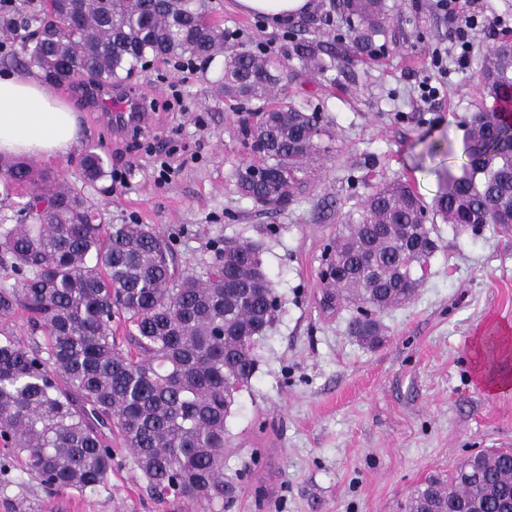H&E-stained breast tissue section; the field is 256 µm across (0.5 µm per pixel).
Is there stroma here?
Listing matches in <instances>:
<instances>
[{"label":"stroma","mask_w":512,"mask_h":512,"mask_svg":"<svg viewBox=\"0 0 512 512\" xmlns=\"http://www.w3.org/2000/svg\"><path fill=\"white\" fill-rule=\"evenodd\" d=\"M387 36L374 55L353 54L341 17L323 25L331 0L274 26L204 0L212 20L246 45L285 60L288 83L277 99L319 112L336 134L329 158L310 164L308 185L287 207L268 209L242 197L236 172L246 149L238 115L254 102L223 94L221 61L177 68L148 60L126 88L153 102L149 128L128 136L101 122L81 83L54 88L77 113L81 146L39 159L56 184L89 197L97 221L148 224L174 235L183 270H200L216 241L250 240L280 306L257 344L259 362L226 421L224 512H404L410 493L448 475L469 457L512 449V395L480 387L472 341L489 322L512 324V231L480 233L437 227L440 248L407 303L379 313L385 340L376 348L348 331L350 309L321 306V255L339 225L351 223L372 189L400 179L433 201L445 172L466 161L465 125L477 106L492 107L474 86L476 63L431 72L434 50L458 54L455 22L435 0H388ZM476 15L498 17L499 29L471 32L475 46L512 34V0H474ZM319 39L336 54L333 69L300 66L288 50ZM431 76L437 93L423 99ZM104 148L123 182L88 184L81 159ZM175 174L157 180L161 164ZM203 500H159L125 448L115 451L101 485L51 496L14 471L0 482V512H209Z\"/></svg>","instance_id":"1"}]
</instances>
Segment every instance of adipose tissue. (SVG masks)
<instances>
[{
  "mask_svg": "<svg viewBox=\"0 0 512 512\" xmlns=\"http://www.w3.org/2000/svg\"><path fill=\"white\" fill-rule=\"evenodd\" d=\"M248 15L283 25L312 14L317 0H235ZM76 112L33 77H0V156L38 160L63 156L76 146ZM475 378L485 389L512 392V327L496 322L479 331L473 346Z\"/></svg>",
  "mask_w": 512,
  "mask_h": 512,
  "instance_id": "adipose-tissue-1",
  "label": "adipose tissue"
}]
</instances>
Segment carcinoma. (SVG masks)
Masks as SVG:
<instances>
[{
  "label": "carcinoma",
  "mask_w": 512,
  "mask_h": 512,
  "mask_svg": "<svg viewBox=\"0 0 512 512\" xmlns=\"http://www.w3.org/2000/svg\"><path fill=\"white\" fill-rule=\"evenodd\" d=\"M0 8L4 59L34 65L51 86L110 83L132 75L148 58L224 57L219 87L229 95L266 101L281 80L276 62L245 48L226 47L201 0H79L80 21L65 26V2L12 0ZM354 48L376 50L384 35L386 0H336ZM294 54L307 69L325 71L322 44L304 40ZM483 96L512 97V38L479 52ZM242 124L243 143L258 151L265 176L238 171L243 197L289 201L304 186V162L330 155L333 135L321 116L280 103ZM467 163L430 204L405 182L378 186L354 224L328 245L324 261L340 272L326 283L325 309L353 305L349 331L359 342L381 341L376 314L409 301L413 270L440 248L437 222L474 231L512 224V126L478 109L466 131ZM104 150L82 158L87 181L107 174ZM3 196L36 183L32 166L0 161ZM30 224H0V262L18 276L0 287V322L21 312L26 344L0 329V459L7 476L20 459L52 495L93 488L112 473V436L160 498L207 501L224 512L226 419L258 363L257 331L278 308L272 288L251 283L263 268L255 243L231 241L198 272H181L171 240L147 224L95 223L94 210L66 188L24 203ZM125 324L126 346L112 322ZM44 337V343L36 337ZM512 506V451L464 461L448 478L417 488L405 512H507Z\"/></svg>",
  "instance_id": "cac0c4a2"
}]
</instances>
